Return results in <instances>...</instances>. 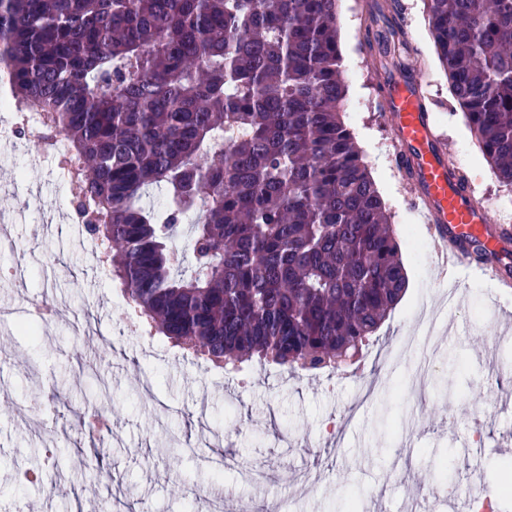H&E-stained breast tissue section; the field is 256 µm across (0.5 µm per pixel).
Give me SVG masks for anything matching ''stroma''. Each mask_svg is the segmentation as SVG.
<instances>
[{
  "label": "stroma",
  "instance_id": "1",
  "mask_svg": "<svg viewBox=\"0 0 512 512\" xmlns=\"http://www.w3.org/2000/svg\"><path fill=\"white\" fill-rule=\"evenodd\" d=\"M339 16L348 101L360 106L345 121L392 214L411 281L375 345L386 347L421 307H431L442 329L433 358L438 383L419 402L408 399L419 368L413 354L391 365L370 359L362 376L378 385L367 397L351 374L309 378L254 360L230 374L208 361L190 368L182 348L158 334L113 347L125 312L113 300L122 288L84 249L68 204L72 190L53 158H36L32 141L21 138L0 181V213L16 219L0 265H25L29 299L52 315L32 336L0 326L7 353L18 356L17 365L0 366V392L15 406L0 415V512H16L21 502L37 512H85L92 501L121 512H201L193 497L199 489L273 512L274 494L287 488L295 493L291 512H342L348 496L358 512L384 503L412 512L422 488L499 483L502 464L512 462V405L477 393L491 372L512 392V331L502 324L512 295L466 274L447 303V282L429 259L417 258L414 243L429 236L395 172L380 77L398 69L422 75L435 127L494 222L512 224V188L496 180L461 119L427 32L424 0H339ZM102 378L119 432L106 447L80 425L82 412L99 403ZM451 406L457 420L441 423ZM476 417L478 445L469 434ZM200 453L226 460V468L201 470ZM34 460L41 484L18 483L17 466ZM242 467L266 473L264 491L240 481Z\"/></svg>",
  "mask_w": 512,
  "mask_h": 512
}]
</instances>
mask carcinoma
<instances>
[{"mask_svg":"<svg viewBox=\"0 0 512 512\" xmlns=\"http://www.w3.org/2000/svg\"><path fill=\"white\" fill-rule=\"evenodd\" d=\"M338 2L0 0L6 83L75 152L78 219L140 317L212 361L346 372L406 290L343 120ZM426 3L466 125L512 186V0ZM152 188L169 208L143 203Z\"/></svg>","mask_w":512,"mask_h":512,"instance_id":"obj_1","label":"carcinoma"}]
</instances>
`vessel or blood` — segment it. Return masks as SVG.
Returning a JSON list of instances; mask_svg holds the SVG:
<instances>
[{
	"instance_id": "obj_1",
	"label": "vessel or blood",
	"mask_w": 512,
	"mask_h": 512,
	"mask_svg": "<svg viewBox=\"0 0 512 512\" xmlns=\"http://www.w3.org/2000/svg\"><path fill=\"white\" fill-rule=\"evenodd\" d=\"M380 106L397 146L399 174L416 187V200L432 238L433 265L447 275L474 266L512 293V226L493 223L463 173L446 159L420 74H392L382 85Z\"/></svg>"
}]
</instances>
